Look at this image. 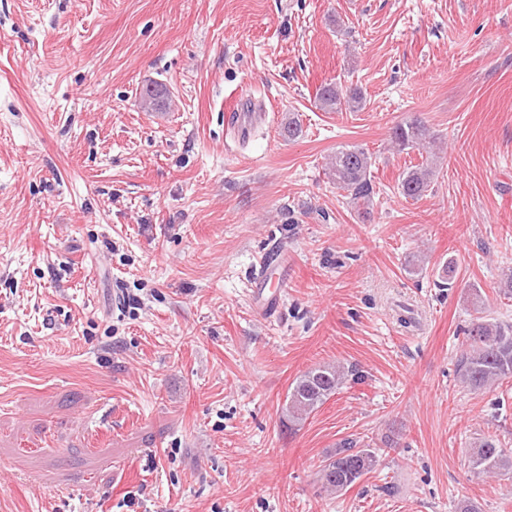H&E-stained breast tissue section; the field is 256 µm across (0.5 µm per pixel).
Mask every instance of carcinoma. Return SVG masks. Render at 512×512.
<instances>
[{
  "instance_id": "cac0c4a2",
  "label": "carcinoma",
  "mask_w": 512,
  "mask_h": 512,
  "mask_svg": "<svg viewBox=\"0 0 512 512\" xmlns=\"http://www.w3.org/2000/svg\"><path fill=\"white\" fill-rule=\"evenodd\" d=\"M320 107L328 112L357 111L364 105L360 88L337 83L324 85L317 94ZM392 147L404 152L435 144L430 129L418 115L396 125L391 132ZM372 155L361 145H342L326 163L328 179L343 191L358 216H371L374 190ZM437 176V164L429 156L425 161L407 167L399 177L400 194L418 200L427 193ZM350 370L341 365H321L308 370L288 393V421L301 424L341 388ZM460 383L473 391L490 389L512 378V323L483 317L475 318L466 330V349L458 364ZM472 467L479 476L492 477L512 470V455L489 435L482 438L471 455ZM377 456L368 449H358L346 440L320 470L326 490L341 492L370 473Z\"/></svg>"
}]
</instances>
